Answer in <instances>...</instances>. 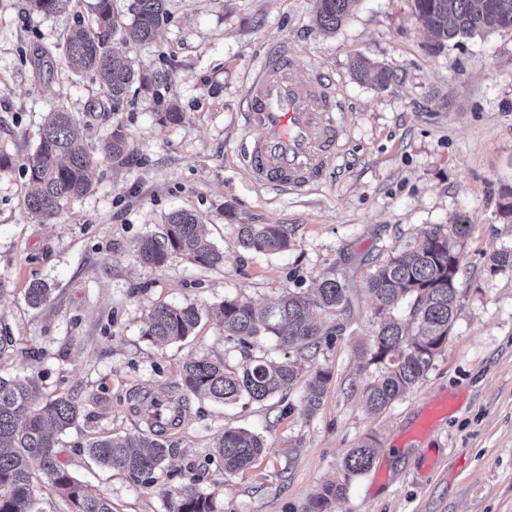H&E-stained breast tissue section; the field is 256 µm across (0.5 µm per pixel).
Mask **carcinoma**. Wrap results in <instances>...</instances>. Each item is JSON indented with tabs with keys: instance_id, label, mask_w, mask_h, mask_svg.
I'll use <instances>...</instances> for the list:
<instances>
[{
	"instance_id": "carcinoma-1",
	"label": "carcinoma",
	"mask_w": 512,
	"mask_h": 512,
	"mask_svg": "<svg viewBox=\"0 0 512 512\" xmlns=\"http://www.w3.org/2000/svg\"><path fill=\"white\" fill-rule=\"evenodd\" d=\"M30 10L44 15L63 12L73 0H28ZM361 0H315V20L327 31L342 25ZM414 15L435 46L460 37L512 29V0H413ZM133 21L124 29L125 37L138 42L152 41L167 15V0H133ZM113 0H97L95 26L69 30L63 54L69 65L98 81L112 100V111L120 110L129 88L138 84L151 90L167 80V75H146L119 60L109 47L117 32ZM356 78L383 87L389 80L386 68L364 58L353 65ZM159 124L175 125L184 118L170 103L156 113ZM36 151L29 157L26 171L32 191L25 195L27 210L44 220L57 217L65 203L92 191L94 162L83 147L82 131L71 113H51L38 132ZM101 151L115 167L127 164L131 154L122 124L113 125ZM470 225L459 218L424 233L420 247L410 254L391 257L375 266L369 277V291L378 318L372 361L383 365L381 377L366 391L367 406L379 412L416 386L432 367L435 357L446 347L457 306L460 273L457 239L469 234ZM243 248L260 254L278 253L293 245L286 224H242ZM141 263L163 266L172 254L202 266L224 263L220 252L206 237L197 215L188 209L171 212L164 224L162 239L147 236L135 244ZM52 288L34 280L26 289L33 307L43 305ZM408 304V315L398 318L399 304ZM342 315L350 310L347 289L327 278L309 295L289 292L273 306L257 311L245 299L226 298L218 306L228 338L245 348L266 337L276 339L285 349L316 350L322 331L313 320L312 309ZM203 311L194 304H159L144 318V335L157 344L177 343L195 335ZM305 380L304 405L310 414L321 406L330 373L324 368L306 370L296 358L286 354L278 360L256 357L241 370L231 372L224 361L206 355L184 363L180 395L168 402L183 413L187 395L224 404L241 398L261 403L289 385ZM79 409L67 396L48 398L34 378L18 380L0 377V512H45L37 493L39 465L52 491L69 512H113L104 495L81 484L58 460L60 437L77 421ZM264 448L260 435L245 428H226L215 443V454L224 463V473L233 475L248 469ZM89 456L98 464L124 471L146 481L161 469L170 455L160 434L110 435L91 441ZM378 448L369 440L351 450L344 462L347 476L365 473ZM340 483H328L314 497L310 512H330L331 504L344 494ZM172 512H218L215 495L192 487L179 490Z\"/></svg>"
}]
</instances>
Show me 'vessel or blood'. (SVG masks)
I'll return each instance as SVG.
<instances>
[{"label":"vessel or blood","mask_w":512,"mask_h":512,"mask_svg":"<svg viewBox=\"0 0 512 512\" xmlns=\"http://www.w3.org/2000/svg\"><path fill=\"white\" fill-rule=\"evenodd\" d=\"M242 118V160L254 184L295 193L334 170L344 125L333 82L320 73L296 79L287 47L264 54L249 81Z\"/></svg>","instance_id":"b4317fda"}]
</instances>
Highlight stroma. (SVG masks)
I'll return each mask as SVG.
<instances>
[{"instance_id": "1", "label": "stroma", "mask_w": 512, "mask_h": 512, "mask_svg": "<svg viewBox=\"0 0 512 512\" xmlns=\"http://www.w3.org/2000/svg\"><path fill=\"white\" fill-rule=\"evenodd\" d=\"M96 0L74 10L28 12L26 0H0V149L16 165L0 171V376L38 377L49 395L69 396L78 424L62 437L60 460L73 477L112 502L114 512H169L175 487L214 494L220 512H309L329 482H346L331 512H512V269L492 270L512 248V219L498 205L512 188V30L432 47L412 0H361L335 32L315 21L314 0H167L154 42L114 38L134 68L166 73L157 92H129L120 112L98 83L73 72L63 37L90 22ZM283 43L296 74L331 76L340 89L344 139L336 168L316 188L282 195L251 183L241 154L239 113L248 76L263 52ZM49 70L36 67L38 58ZM364 57L390 72L386 86L356 79ZM186 118L159 126L163 103ZM71 112L95 161L93 191L39 222L24 208V172L44 117ZM122 121L132 150L114 169L101 142ZM193 210L224 263L204 269L182 257L161 268L140 264L141 237L160 233L170 212ZM465 218L459 239L457 318L446 349L413 389L382 412L364 391L382 371L371 363L377 329L367 289L373 267L410 251L425 231ZM244 224L287 225L293 245L258 254L239 244ZM326 278L344 284L351 309L315 311L326 335L311 365L330 370L322 404L303 407L295 385L262 404L223 405L189 397L166 437L165 466L145 484L96 464L86 444L98 435L145 432L142 397L179 393L190 358L281 357L274 340L246 349L203 317L195 336L167 346L144 335L155 304L218 305L239 297L263 307L284 293L307 294ZM52 286L31 308V280ZM453 394L458 410L429 433L426 408ZM227 427L259 434L262 454L225 474L213 444ZM374 438L371 469L346 477L352 448Z\"/></svg>"}]
</instances>
